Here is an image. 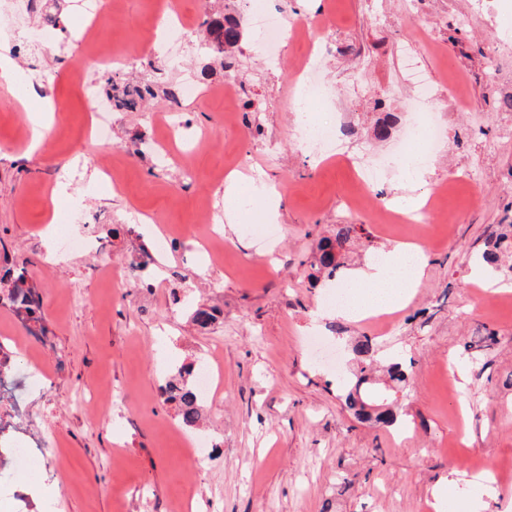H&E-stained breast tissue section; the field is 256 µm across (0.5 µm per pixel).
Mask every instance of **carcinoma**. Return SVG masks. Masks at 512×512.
Here are the masks:
<instances>
[{
    "label": "carcinoma",
    "mask_w": 512,
    "mask_h": 512,
    "mask_svg": "<svg viewBox=\"0 0 512 512\" xmlns=\"http://www.w3.org/2000/svg\"><path fill=\"white\" fill-rule=\"evenodd\" d=\"M207 31L206 48L220 56L231 54L241 38V33L236 27L225 29L221 25H209ZM148 95H154L149 84L126 87L116 102L120 108L134 111ZM355 232L354 224H338L335 240H327L319 247V255L315 261L326 277L336 276V271L341 267V262L337 261L336 254L333 253L335 244L348 241ZM507 239L512 241V224L502 225L501 232L486 239L482 260L495 268L498 267L501 256L512 251L511 245L504 244ZM0 302L8 305L30 335L38 337L44 334L41 298L27 271H10L0 277ZM371 370V362L368 361L354 374V379L346 383L344 405L360 421L369 422L379 428L394 427L399 424V420L392 403L400 391L401 384L406 381L404 367L400 362L390 363L387 383L373 380L370 376ZM191 375V368L181 365L171 371L164 387L167 400L178 406L182 424L190 428L197 426L201 420V405L192 387Z\"/></svg>",
    "instance_id": "obj_1"
}]
</instances>
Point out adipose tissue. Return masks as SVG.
<instances>
[{
    "label": "adipose tissue",
    "mask_w": 512,
    "mask_h": 512,
    "mask_svg": "<svg viewBox=\"0 0 512 512\" xmlns=\"http://www.w3.org/2000/svg\"><path fill=\"white\" fill-rule=\"evenodd\" d=\"M424 253V247L401 244L375 258L353 275L354 287L338 315L355 318L406 302L420 282Z\"/></svg>",
    "instance_id": "adipose-tissue-1"
}]
</instances>
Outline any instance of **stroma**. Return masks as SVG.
Returning a JSON list of instances; mask_svg holds the SVG:
<instances>
[{
    "instance_id": "obj_1",
    "label": "stroma",
    "mask_w": 512,
    "mask_h": 512,
    "mask_svg": "<svg viewBox=\"0 0 512 512\" xmlns=\"http://www.w3.org/2000/svg\"><path fill=\"white\" fill-rule=\"evenodd\" d=\"M99 2L95 38L132 56L113 70L114 84L161 88L139 110L112 112L108 140L90 139L92 101L70 76L81 63L86 81L99 79L74 8L61 16L69 38L14 61L39 80L38 96L18 102L0 88V274L27 269L48 327L30 336L0 305V333L20 339L27 354L15 355L12 343L0 349L19 375L28 359L41 360L47 377L26 400L58 439L29 474L28 499L0 495V512H179L185 502L195 512H426L438 486L451 512L475 497L481 512H512V280L473 262L491 231L512 224V140L500 135L512 116L501 107L512 82V0H265L269 13L330 29L319 76L352 88L336 113L339 158L300 143L286 106L293 71L312 46L287 41L269 62L244 0H123L117 11L112 0ZM161 11L197 25L232 21L244 34L240 49L221 59L192 37L167 47L152 32ZM404 46L438 90L445 142L422 180L384 174L352 209L355 159L389 157L414 98ZM190 76L216 85L215 97L170 102L164 87ZM45 104L55 115L33 151L30 116ZM168 111L186 135H213L193 174L148 148L165 135L153 115ZM388 114L389 134L376 139ZM103 155L120 185L95 194ZM64 167L69 188L59 199L53 189ZM235 171L245 182L263 178L255 206L266 210L276 198L278 214L261 237L247 232L246 215L224 224V263L205 267L199 255L211 226L200 205L223 209L214 182ZM401 196L434 199L436 221L386 229L382 211ZM73 209L81 214L75 231L95 250L63 257L59 231ZM340 224L357 233L340 246L343 266L331 282L315 256ZM161 236L166 251L148 261ZM410 242L425 246L424 273L390 322L331 317L323 299L335 283ZM199 307L215 319L195 322ZM489 335L477 362L464 363L465 345ZM363 337L379 361L408 365L398 408L406 429L358 421L336 397L355 367L350 342ZM210 356L224 367V389L203 403L200 428H188L160 387L171 369ZM106 388L121 392L124 405L83 402ZM199 433L213 445L196 461L188 443Z\"/></svg>"
}]
</instances>
